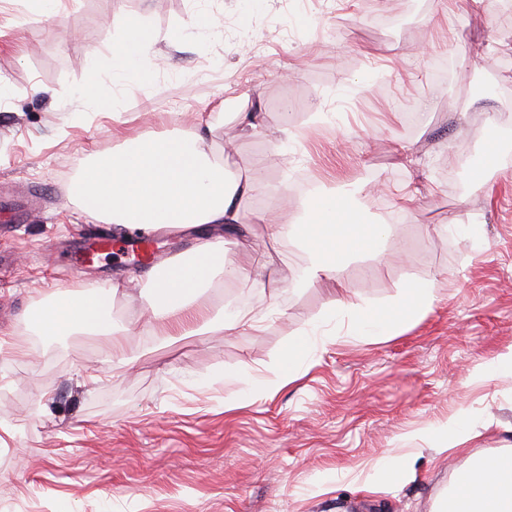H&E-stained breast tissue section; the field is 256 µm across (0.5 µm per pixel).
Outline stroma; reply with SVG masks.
Instances as JSON below:
<instances>
[{"instance_id": "35a3bbf8", "label": "stroma", "mask_w": 512, "mask_h": 512, "mask_svg": "<svg viewBox=\"0 0 512 512\" xmlns=\"http://www.w3.org/2000/svg\"><path fill=\"white\" fill-rule=\"evenodd\" d=\"M372 5L383 23L362 0H62L53 19L36 0H0V189L37 203L35 220L0 223V336L22 330L42 297L111 282L131 263L134 236L85 211L72 188L95 158L189 121L213 120L209 148L259 186L223 232L227 259L247 245L267 264L236 288L263 316L258 332L167 345L143 333L121 370L108 340L81 331L0 348V512H433L467 455L421 433L465 412L497 422L474 451L512 446V376L468 377L512 350V19L503 0ZM194 14L218 28L184 29ZM134 18L154 35L147 84L112 70ZM438 57L450 65L442 83ZM98 97L115 100L121 122ZM240 112L265 119L244 135ZM302 180L336 193L376 182L355 203L390 241L350 258L335 287L363 308L435 281L433 309L401 335H348L328 318L333 287L301 277L298 244L256 223L261 212L305 218V199L281 203ZM409 180L418 191L405 205ZM454 224L477 234L460 238ZM101 235L111 250L79 260ZM320 322L334 337L297 381L225 408L235 388L223 373L245 363L274 380L292 338ZM90 368L99 382L85 383ZM410 447L414 481L367 489L371 465Z\"/></svg>"}]
</instances>
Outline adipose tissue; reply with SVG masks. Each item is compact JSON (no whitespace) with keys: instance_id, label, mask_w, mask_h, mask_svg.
Masks as SVG:
<instances>
[{"instance_id":"obj_1","label":"adipose tissue","mask_w":512,"mask_h":512,"mask_svg":"<svg viewBox=\"0 0 512 512\" xmlns=\"http://www.w3.org/2000/svg\"><path fill=\"white\" fill-rule=\"evenodd\" d=\"M154 38L141 22H131L112 62L114 73L140 80L152 74ZM207 130L141 136L132 145L97 160L80 178L76 196L95 214L111 217L113 224L141 230L191 227L200 233L197 246L154 266L144 274L155 293L140 329L153 333L165 324L170 339L235 329L256 330L260 320L246 309L232 313L210 311L213 288L248 282L258 263L226 259L224 242L213 236V226L239 223L255 187L244 176L230 173L222 157L207 149ZM278 238L300 242L309 255L303 274L309 281H336L355 253L381 252L386 228L366 223L362 215L336 195L320 194L299 224H277ZM131 281H113L89 289H75L43 298L26 319L48 336H66L85 330L107 337L113 351L122 349L123 330L115 328L111 313L115 299L127 295ZM434 281L411 282L391 303L358 309L337 300L334 312L349 320L353 335L377 340L400 334L432 310ZM327 339L319 329L306 331L288 344L279 363V382L294 381L303 364ZM120 364H127L121 356ZM435 435L442 448L468 451L481 436L480 424L463 413L449 417ZM469 453V451H468ZM437 512H512V448L485 456L469 453L455 470Z\"/></svg>"}]
</instances>
